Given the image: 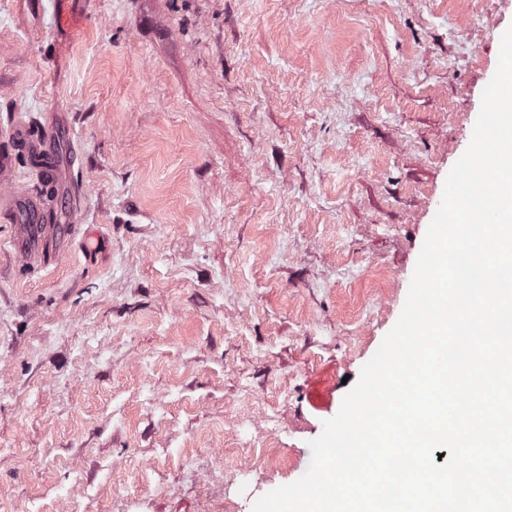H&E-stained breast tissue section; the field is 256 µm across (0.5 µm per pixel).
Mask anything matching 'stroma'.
I'll return each instance as SVG.
<instances>
[{"mask_svg": "<svg viewBox=\"0 0 512 512\" xmlns=\"http://www.w3.org/2000/svg\"><path fill=\"white\" fill-rule=\"evenodd\" d=\"M512 0H0L65 253L0 217V512H252L396 324Z\"/></svg>", "mask_w": 512, "mask_h": 512, "instance_id": "stroma-1", "label": "stroma"}]
</instances>
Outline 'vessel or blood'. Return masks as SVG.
<instances>
[{"instance_id": "vessel-or-blood-1", "label": "vessel or blood", "mask_w": 512, "mask_h": 512, "mask_svg": "<svg viewBox=\"0 0 512 512\" xmlns=\"http://www.w3.org/2000/svg\"><path fill=\"white\" fill-rule=\"evenodd\" d=\"M56 133L52 126L32 128L14 122L0 128V173L13 169L18 153L51 154ZM0 211L14 222L13 249L28 261L44 258L46 251L61 250L66 226L57 224L35 192H14L0 196Z\"/></svg>"}]
</instances>
